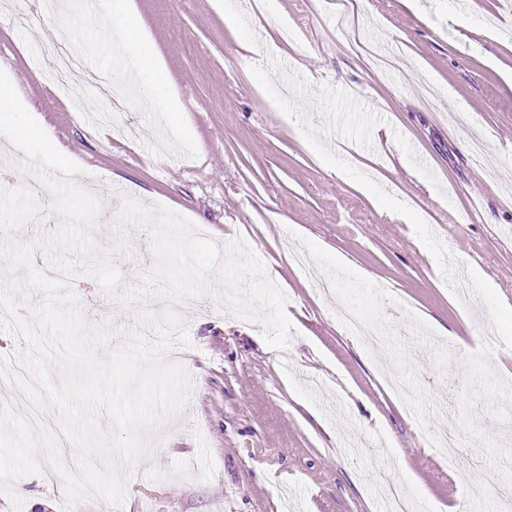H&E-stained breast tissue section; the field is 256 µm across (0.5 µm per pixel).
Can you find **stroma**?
Returning a JSON list of instances; mask_svg holds the SVG:
<instances>
[{
	"mask_svg": "<svg viewBox=\"0 0 512 512\" xmlns=\"http://www.w3.org/2000/svg\"><path fill=\"white\" fill-rule=\"evenodd\" d=\"M57 4L0 0V70L97 190L95 256L138 289L156 257L145 226L120 225L122 200L168 206L218 244L244 238L293 329L286 352L269 348L218 284L180 305L190 397L143 428L122 510L28 476L18 512H385L379 468L417 512H512L496 498L512 482V0H357L351 32L333 0H134L179 129L130 91L129 59L88 23L94 0ZM63 42L111 96L54 87ZM30 179L0 173V242L34 244L44 271L60 219L50 191L25 194ZM72 259L64 282L87 322L116 329L101 354L127 345L141 310ZM346 307L384 344L351 331ZM442 426L463 438L456 460L432 446ZM471 479L482 498L466 497Z\"/></svg>",
	"mask_w": 512,
	"mask_h": 512,
	"instance_id": "obj_1",
	"label": "stroma"
}]
</instances>
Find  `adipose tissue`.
Returning <instances> with one entry per match:
<instances>
[{"label":"adipose tissue","mask_w":512,"mask_h":512,"mask_svg":"<svg viewBox=\"0 0 512 512\" xmlns=\"http://www.w3.org/2000/svg\"><path fill=\"white\" fill-rule=\"evenodd\" d=\"M97 14L104 23L105 38H119L133 63L135 78L145 80L144 90L146 94L152 95L157 109L168 113L172 120H179L182 112L180 103L169 96L154 93L152 81L161 75L163 63L150 51L148 34L131 21L132 0H98Z\"/></svg>","instance_id":"adipose-tissue-1"}]
</instances>
